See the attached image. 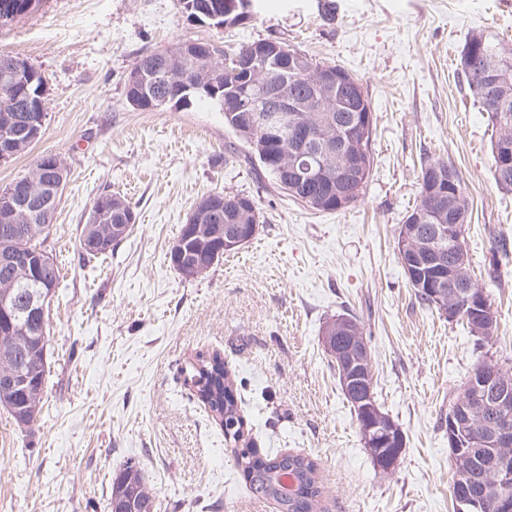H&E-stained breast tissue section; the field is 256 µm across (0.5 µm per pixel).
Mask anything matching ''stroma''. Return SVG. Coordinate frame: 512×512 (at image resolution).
<instances>
[{"label":"stroma","instance_id":"stroma-1","mask_svg":"<svg viewBox=\"0 0 512 512\" xmlns=\"http://www.w3.org/2000/svg\"><path fill=\"white\" fill-rule=\"evenodd\" d=\"M473 33L512 47V7L257 0L249 19L217 28L180 0H42L0 25V53L41 72L46 109L40 139L0 162V188L47 152L69 170L46 240L60 270L48 385L31 428L0 408V512H106L112 472L128 460L143 468L157 512H276L250 493L223 430L180 375L212 349L235 375L250 445L317 460L322 512H453L448 406L479 351L466 325L419 302L396 239L420 200L422 166L452 162L472 202L471 274L496 315L488 350L512 359V193L493 179L488 116L459 66ZM268 38L340 65L371 102L374 166L346 210L289 199L204 102L142 112L126 101L125 76L150 51ZM215 191L254 197L258 231L205 275L184 278L170 248ZM106 193L124 195L137 220L112 254L86 261L81 229ZM495 237L509 257L492 283ZM344 313L363 324L378 402L405 434L389 475L374 468L321 343L324 323Z\"/></svg>","mask_w":512,"mask_h":512}]
</instances>
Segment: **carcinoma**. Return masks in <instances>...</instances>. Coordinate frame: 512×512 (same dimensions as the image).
I'll return each mask as SVG.
<instances>
[{
  "label": "carcinoma",
  "instance_id": "carcinoma-1",
  "mask_svg": "<svg viewBox=\"0 0 512 512\" xmlns=\"http://www.w3.org/2000/svg\"><path fill=\"white\" fill-rule=\"evenodd\" d=\"M477 44L484 46V51L506 54L512 59V48L504 47L492 39L479 35H473L466 42V46ZM256 42L243 43L236 49L221 53L217 48H212L215 55V64L221 67L219 80L212 82L204 80L202 72L209 67L207 62H190L175 67L174 74H188L200 82L201 89L188 93V99L183 102L172 101L170 91L163 82L157 80L150 82L142 91L133 88H124L126 101L138 102L141 111H157L168 106L180 103L189 104L193 100L205 99L218 108L224 114V125L247 147V157L256 163L263 171L275 180L277 188L292 199L307 207L327 212L329 208L319 204L317 198L323 197L336 188V182L343 181L342 189L345 203L341 209H346L356 203L363 191L373 164V135L374 130L358 134L357 140L363 141L365 152L362 156L364 169L361 176L348 178L339 173V161L336 158L324 160V173L318 179L301 183L290 175L281 173L282 168L288 165L289 148L301 130L312 126L318 130L324 138H333L341 133L347 137L355 133V128L350 126L353 112L351 108L336 107L315 110L316 84L312 76L326 70H335L346 73V70L337 64L315 62L306 58L307 73L304 76H288V95L305 106V109L297 113V129L288 132L287 136L274 142L271 137L254 128L244 118V113L238 111L237 100L249 89L256 95L262 94V88L283 80L281 71L277 69V61H271L267 69L257 77H252L244 72H234L233 59L247 54ZM461 72L467 84L473 101L478 104L481 111L487 113L492 126V145H498L505 141L512 143V93L508 95L509 105L500 111L491 108L486 99L479 96L478 89L486 85L490 78L485 64V58L480 53H475L472 59L461 64ZM44 82L38 70H31L23 80L14 86H5L0 83V113L9 111L13 114L27 118L39 119L45 115L44 107ZM439 167L443 173L453 171L455 183L454 191L458 195L459 204L457 215L459 223L467 224L471 220V204L463 187L462 177L457 168L450 162H438L425 165L421 171L420 200L415 209H423L431 212V220L418 225L417 234L424 240L434 238V226L446 224L448 220L439 217L433 208V200L426 195L428 178L434 167ZM216 201L213 212L209 216V223L220 224L224 227V233L231 231L246 232L250 224L260 223V212L257 202L246 195H227L222 192L209 194ZM112 200V216L109 223L100 224L90 228L83 226L80 244L82 256L99 258L112 252L125 235L116 233L113 228L125 223L124 215L131 203L123 196L115 193L100 195L94 202L99 205L102 201ZM49 225L41 223L35 218L24 222L22 234L10 243V248L29 252L44 247L47 239L46 230ZM102 238L106 240V246L101 249H89L85 242L89 238ZM208 247H201L199 251L191 253L182 262H173L171 266L179 273L197 261H209ZM28 273L22 269L3 271L0 269V290H11L21 308L26 307L28 301ZM456 315V320L466 324L469 333L477 338L478 344H483L494 335L496 329V315L489 311L487 321L481 325L473 326L467 318L466 297L456 295L450 306ZM48 338L36 333L27 321L17 323V328L12 332L0 335V374H27L31 371L40 377L28 394L29 422L37 419L42 407V401L46 388V365L44 348L47 347ZM199 365L197 375L204 379V385L199 388L198 400L211 414L212 418L224 428V441L229 443L237 457L238 464L242 466L244 477L249 484L251 492L270 499L274 502L277 512H317L320 499L324 494L319 465L317 461L301 453L277 451L260 455L243 442L244 420L238 409L237 387L232 381L229 371L224 366V358L218 352L209 355L199 353L196 355ZM496 373L501 379L512 384V365L506 360H501L486 354L479 357L474 364L471 373L491 374ZM454 475L449 490H454L461 482H472L470 488L486 492L487 503H492V493L500 482L499 471L496 462L485 456L471 459L463 454L452 457ZM156 508L155 499L145 486L142 468L132 462H125L112 475L111 493L108 498V509L116 512H143L144 507Z\"/></svg>",
  "mask_w": 512,
  "mask_h": 512
}]
</instances>
